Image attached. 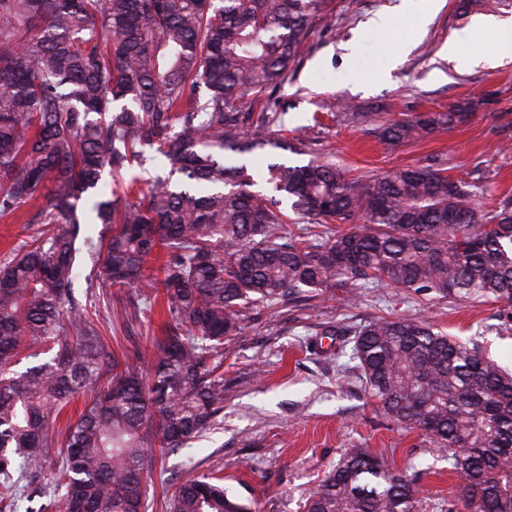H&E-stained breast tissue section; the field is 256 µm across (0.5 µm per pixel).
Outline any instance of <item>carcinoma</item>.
I'll return each instance as SVG.
<instances>
[{"mask_svg": "<svg viewBox=\"0 0 512 512\" xmlns=\"http://www.w3.org/2000/svg\"><path fill=\"white\" fill-rule=\"evenodd\" d=\"M336 0H0V217L38 229L0 265V512L23 470L60 449L35 512H146L153 448L175 451L224 410V340L242 310L285 297L397 293L495 299L512 323V197L486 213L439 163L370 181L335 165L241 155L282 125L279 92ZM476 115L408 112L376 128L400 144ZM170 169L159 171V159ZM141 169L118 198L103 178ZM272 186L267 197L253 190ZM51 187L40 190L45 182ZM347 224L338 230L334 224ZM98 224L83 234L81 225ZM109 286L162 300L166 335L144 374L116 354L100 313L73 294L79 263ZM49 354L17 370L26 352ZM368 393L420 430L463 481L448 512H512V372L418 318L355 332ZM76 421H57L76 397ZM419 488L388 458L353 448L304 512H418ZM166 512H252L224 477L191 470Z\"/></svg>", "mask_w": 512, "mask_h": 512, "instance_id": "carcinoma-1", "label": "carcinoma"}]
</instances>
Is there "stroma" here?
<instances>
[{
    "label": "stroma",
    "instance_id": "obj_1",
    "mask_svg": "<svg viewBox=\"0 0 512 512\" xmlns=\"http://www.w3.org/2000/svg\"><path fill=\"white\" fill-rule=\"evenodd\" d=\"M387 16L389 33L371 26ZM428 17L419 26L420 17ZM455 0H337L304 44L302 62L283 89L284 125L304 134L309 148L292 153L268 147L253 153L305 164L312 157L336 163L349 177L368 180L385 172L443 162L450 177L480 185L475 202L491 211L512 195V61L458 72L439 55L462 30L464 53L484 54L487 35L471 30ZM477 103V115L450 129L389 145L375 127L402 112H444L449 104ZM331 107L335 120L314 125ZM368 113L356 124L351 112ZM501 302L455 297L396 295L387 287L364 288L354 299L299 298L248 311L240 335L224 345V410L199 439L167 456L146 479L147 512H162L168 482L187 468L223 476L224 484L251 502L255 512H303V504L341 454L367 448L407 470L421 491L419 512H448L462 481L423 432L407 431L371 398L344 337L325 330H354L393 316L429 321L512 370V328L501 325ZM103 338L110 348L138 350L141 371L154 363L162 319L149 312L124 324L108 315Z\"/></svg>",
    "mask_w": 512,
    "mask_h": 512
}]
</instances>
